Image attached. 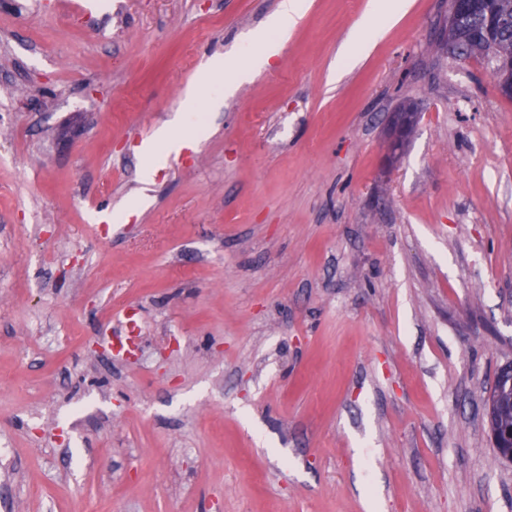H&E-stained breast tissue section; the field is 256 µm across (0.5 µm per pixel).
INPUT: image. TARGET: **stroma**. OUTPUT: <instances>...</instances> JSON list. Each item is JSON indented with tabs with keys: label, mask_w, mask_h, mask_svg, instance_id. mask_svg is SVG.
Listing matches in <instances>:
<instances>
[{
	"label": "stroma",
	"mask_w": 512,
	"mask_h": 512,
	"mask_svg": "<svg viewBox=\"0 0 512 512\" xmlns=\"http://www.w3.org/2000/svg\"><path fill=\"white\" fill-rule=\"evenodd\" d=\"M279 2L0 0V512H512L484 410L512 363V99L442 40L448 0L339 78L371 0H307L140 179ZM304 13V0H281L277 13L268 20L266 28L250 36L253 53L248 64L243 66L235 57L212 59L196 84L188 89L186 101L194 107L198 101L200 89L214 83L216 77L224 73V70H235L241 78H246L253 72H259L268 67L270 60L279 54L294 28L302 20ZM270 33H273L275 38H270ZM187 114L178 113L167 126L160 127L143 141L140 150L144 160L142 178L145 181L152 179L167 154L178 153L204 134V128L192 124Z\"/></svg>",
	"instance_id": "35a3bbf8"
}]
</instances>
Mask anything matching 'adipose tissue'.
<instances>
[{
	"label": "adipose tissue",
	"instance_id": "adipose-tissue-1",
	"mask_svg": "<svg viewBox=\"0 0 512 512\" xmlns=\"http://www.w3.org/2000/svg\"><path fill=\"white\" fill-rule=\"evenodd\" d=\"M410 5L411 0H373L369 13L352 37L349 49L343 52V59L360 56L368 45L367 34L395 22ZM304 13L305 0H281L277 13L268 20L265 30L251 35L253 53L248 63L240 64L234 57L212 59L196 84L188 89L187 102L197 103L200 89L214 83L217 76L226 70H234L240 77L245 78L268 67L271 59L279 54L294 28L302 20ZM202 134V129L192 124L184 113L175 115L168 125L154 131L141 146L144 160L143 179L151 180L167 154L179 152L198 140Z\"/></svg>",
	"mask_w": 512,
	"mask_h": 512
}]
</instances>
